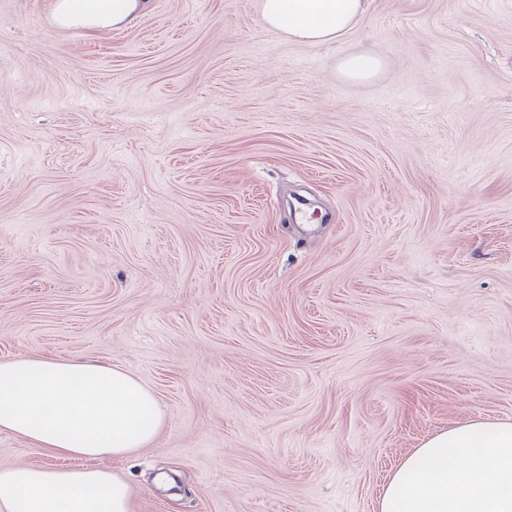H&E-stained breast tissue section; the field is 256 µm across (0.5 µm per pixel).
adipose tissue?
Instances as JSON below:
<instances>
[{"label": "adipose tissue", "instance_id": "obj_1", "mask_svg": "<svg viewBox=\"0 0 512 512\" xmlns=\"http://www.w3.org/2000/svg\"><path fill=\"white\" fill-rule=\"evenodd\" d=\"M146 0H55L62 28L131 24ZM366 0H260V23L299 44L338 40ZM166 422L152 388L118 365L78 358L0 361V431L72 460L0 468V512H132L119 474L95 467L154 442ZM379 512H512V422L474 420L434 435L391 474Z\"/></svg>", "mask_w": 512, "mask_h": 512}]
</instances>
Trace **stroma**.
Returning a JSON list of instances; mask_svg holds the SVG:
<instances>
[{
	"label": "stroma",
	"instance_id": "35a3bbf8",
	"mask_svg": "<svg viewBox=\"0 0 512 512\" xmlns=\"http://www.w3.org/2000/svg\"><path fill=\"white\" fill-rule=\"evenodd\" d=\"M53 4L0 0V361L152 386L165 427L103 461L133 512H377L427 439L512 421V0H368L322 45L259 0ZM146 0H55V22L62 28L109 29L130 25ZM380 67L377 57L370 55H349L343 58L340 69L351 80H363L374 75Z\"/></svg>",
	"mask_w": 512,
	"mask_h": 512
}]
</instances>
